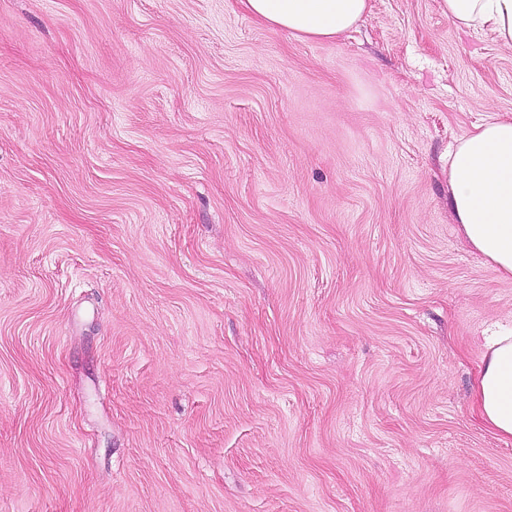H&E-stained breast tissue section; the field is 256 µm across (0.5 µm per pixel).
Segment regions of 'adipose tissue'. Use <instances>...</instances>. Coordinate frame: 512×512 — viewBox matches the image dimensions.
<instances>
[{
    "mask_svg": "<svg viewBox=\"0 0 512 512\" xmlns=\"http://www.w3.org/2000/svg\"><path fill=\"white\" fill-rule=\"evenodd\" d=\"M258 22L305 40H335L354 29L369 0H238ZM462 30H489L512 46V0H441ZM454 218L469 245L502 276L512 278V118L475 127L448 153ZM472 409L479 423L512 438V330L485 339Z\"/></svg>",
    "mask_w": 512,
    "mask_h": 512,
    "instance_id": "obj_1",
    "label": "adipose tissue"
}]
</instances>
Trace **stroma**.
<instances>
[{"instance_id": "stroma-1", "label": "stroma", "mask_w": 512, "mask_h": 512, "mask_svg": "<svg viewBox=\"0 0 512 512\" xmlns=\"http://www.w3.org/2000/svg\"><path fill=\"white\" fill-rule=\"evenodd\" d=\"M370 4L0 0V512H512L442 172L512 47ZM258 22L305 40H336L354 29L370 0H236Z\"/></svg>"}]
</instances>
